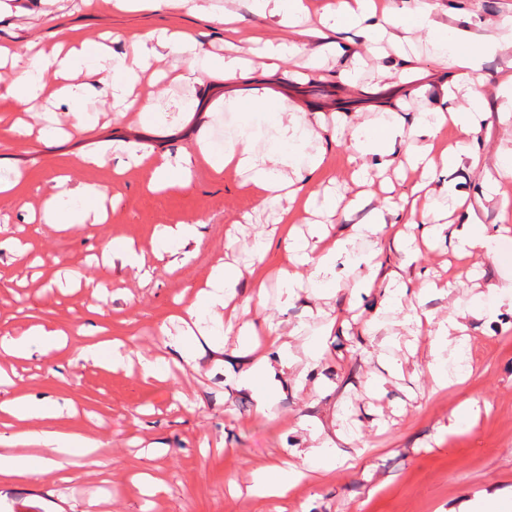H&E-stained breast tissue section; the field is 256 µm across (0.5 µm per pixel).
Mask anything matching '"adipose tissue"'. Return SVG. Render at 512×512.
Segmentation results:
<instances>
[{
    "label": "adipose tissue",
    "mask_w": 512,
    "mask_h": 512,
    "mask_svg": "<svg viewBox=\"0 0 512 512\" xmlns=\"http://www.w3.org/2000/svg\"><path fill=\"white\" fill-rule=\"evenodd\" d=\"M253 13L272 19L274 29L242 36L226 10L210 11V18L224 27V81L227 85L217 98L218 105L236 111L240 97L238 88H249L248 109L265 111L269 102L267 88L256 86L258 71L272 70L274 62L284 53L307 55L310 64H317L321 52L341 54L338 42L330 40V32L353 26L362 36L381 42L395 31L408 25L421 24L432 33L434 49L444 58L451 80L438 85L439 104L417 114L411 124H403L390 108H377L370 131H352L350 161L357 184L372 186L382 172L399 162H406L410 170L421 171L423 177L434 178L437 173L453 174L457 169L469 167L477 174L474 192L455 190L446 185L447 195L453 196L460 221L451 236L454 249L462 255L493 257L494 236L477 231L479 211L487 204L508 207L511 202L500 196L501 181L512 177V149L498 150L493 158L482 157L476 135L486 109L485 99L478 87L480 63L487 54L512 46V21L503 19L491 22L481 30L464 25L463 9L457 0H340L335 11L327 15L322 27L308 23V9L303 0H250ZM122 48L104 42L82 39L74 29L58 31L53 42L43 44L36 54L20 51L12 41L0 42V68H7L10 79L0 85V95L12 98L25 112L44 115L54 126L69 125L78 132L86 131L92 124L91 115L95 99L88 85L75 83L77 70L88 69L98 82L107 84L112 106L116 111L128 110L127 103L132 85L155 63L164 61L170 53L185 56L188 65L179 74L180 82L192 85L200 82L210 72L208 54L202 49L195 35L188 31L178 33L159 29L147 34H126ZM262 45V60H255V45ZM65 78L58 89L48 90L45 71ZM58 98L63 110L45 113L47 95ZM459 131L456 145L435 151L434 143L445 125ZM317 132L309 120V109L303 102L293 103L286 114L277 116L274 133L264 149H257L256 141L247 126H240L236 135L218 145L207 142L196 151L155 155L144 153L130 146L125 150V166H142L150 170L154 186H175L177 178L189 176L193 165L206 163L214 171L231 166L246 174L260 204L281 200L293 203L307 197L309 185L324 162L323 153H308V142ZM291 168L292 176H284L283 168ZM108 194L98 186L74 183L71 177L58 176L48 192L39 223L57 229L74 224H103L108 220L106 201ZM397 208L381 206L375 209L364 223L351 225L349 232L336 238L331 246L308 249L293 239L286 228L287 216H280L282 226L280 241L288 264L281 286L285 298H293L303 276L314 277L324 283H336L339 268L349 269L354 288L371 291L381 289L386 301H394L406 294L420 297L448 294L450 282L417 275L403 277L392 272L380 278L379 263L372 257L355 255L356 240L376 237L383 233ZM201 232L195 224H177L166 227L160 234L157 249L170 251L172 267L183 266L191 257L190 246L198 242ZM250 269L217 263L204 285L197 293L198 303L183 308L175 314L180 324L179 335L163 330L161 343L173 360L193 363L197 358L199 341H211L217 332L236 335L240 345H248L254 337L265 340L267 356L251 363L237 377V384L248 387L262 380L267 384L278 383L285 375H293L296 385H305L310 372L320 361L319 354H309L303 367H296L287 352V345L277 325L268 320L247 318L236 323H226L222 315L229 301L239 295L240 282L249 277ZM485 311L482 305L453 313L441 319L433 333L426 363L428 372L437 385H445L447 371L456 349L462 343L468 320H481ZM67 331L42 323L33 325L22 336H1L0 352L13 358L29 357L33 351L46 354L66 347ZM57 405L50 402L35 403L25 397H15L0 404V416L24 421L44 420L40 430L27 434H0V477L33 478L41 466L53 469L66 468L72 456L81 454L101 461L104 451L100 443L77 432H66L51 426L47 421L55 417ZM300 464L289 470L276 467L256 469L252 482L246 489L247 497L280 498L298 486L308 473L326 475L349 460V453L328 448L327 440L319 431H310L300 446L294 449Z\"/></svg>",
    "instance_id": "obj_1"
}]
</instances>
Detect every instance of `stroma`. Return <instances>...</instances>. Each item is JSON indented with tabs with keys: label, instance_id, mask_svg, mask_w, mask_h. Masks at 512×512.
<instances>
[{
	"label": "stroma",
	"instance_id": "35a3bbf8",
	"mask_svg": "<svg viewBox=\"0 0 512 512\" xmlns=\"http://www.w3.org/2000/svg\"><path fill=\"white\" fill-rule=\"evenodd\" d=\"M60 26L77 28L92 41L106 31L188 29L214 58L224 55L221 26L176 8L110 14L96 9L92 0H55L50 6L37 2L29 13L0 27V33L37 42ZM407 36L416 51L412 64L415 83L422 89L418 95L408 94L400 84L393 50L375 53L355 32L343 31L336 35L339 43L366 61L356 88L339 81L334 55H326L322 68L311 73L305 72L302 57L287 56L269 80L273 96L265 112H225L220 121H212L205 111L223 84L217 76L201 86L143 83L133 91L134 97L152 95L168 105L196 99L193 112L163 117L134 109L123 116L105 110L99 112L94 131L48 147L0 123V166L21 173L15 188L18 202L0 199V233L20 239L29 255L28 261L15 263L8 250H0V336H17L46 321L72 332L77 346L118 340L133 353L155 357L162 352L160 330L176 312V299L193 302L217 261L252 265V249L259 243L267 250L263 263L254 265L253 276L266 279L267 288L262 305L252 306V313L280 321L297 355L318 345V324L308 320V306L337 320L336 334L328 339L314 372L315 384L302 388L290 380L277 387H237L231 373L246 368L249 354L228 361L206 344L195 363L170 366L160 378L143 377L135 365L107 370L77 362L65 350L25 360L0 356V367L13 372L9 396L56 402L61 411L48 423L95 438L106 452L105 466L77 464L68 481L49 470L34 479L0 481V512H86L89 500L99 496L106 498L107 512H448L452 502L491 488L506 489L498 512H512V312L502 307L471 324L470 368L450 373L448 387L441 390L425 369L430 326H422L420 335L411 339L403 325L407 316L422 309L442 318L467 306L480 285L512 274V230L500 231L498 207L487 206L480 214L485 232L497 236L491 260L458 256L445 233L415 253L400 249L387 235L357 243V253L376 254L384 270L451 277L450 296L420 302L408 295L388 304L373 293H354L345 273L338 290L307 280L297 298L286 303L272 277L285 262L273 232L277 210L259 206L233 168L217 173L199 165L187 185L160 191L148 189L144 169L130 168L119 178L113 173L116 140H130L158 154L179 147L192 150L198 138L223 140L225 131H236L245 121L257 142H265L287 93L322 107V122L329 130L309 146L310 151L327 152L311 190L344 194L350 173L349 131L370 128V105L399 102L398 112L409 122L434 104L431 85L441 73V60L426 29L412 27ZM510 76L512 50L485 56L481 91L489 114L478 139L489 157L512 147V124H501L495 98L499 82ZM84 152L102 153L105 161L83 165L79 156ZM61 173L73 182L108 190L112 203L106 228L77 224L56 231L25 223L19 203L40 206ZM382 203L377 191L348 216L317 209L306 213L297 207L289 218L302 236H309L314 224L326 225L338 236L366 221ZM196 222L203 228L194 258L175 270L165 260L151 258L150 280L130 272L115 277L100 256L104 238L130 240L147 249L163 226ZM85 278L93 279L94 287L82 286ZM301 321L307 324L303 334L291 335L292 326ZM373 321L398 333V343L382 346L362 335V328ZM395 359L402 364L398 374L387 368ZM261 397L273 404L270 416L255 412ZM456 407L462 414L452 429L448 415ZM306 415L325 434L341 429L349 447L360 449L353 466L300 484L285 499L230 496L228 481L244 487L258 467L293 464L291 449L300 442L299 421ZM152 445L160 448L153 456L147 453ZM140 472L159 480L154 496L141 495L134 480Z\"/></svg>",
	"mask_w": 512,
	"mask_h": 512
}]
</instances>
